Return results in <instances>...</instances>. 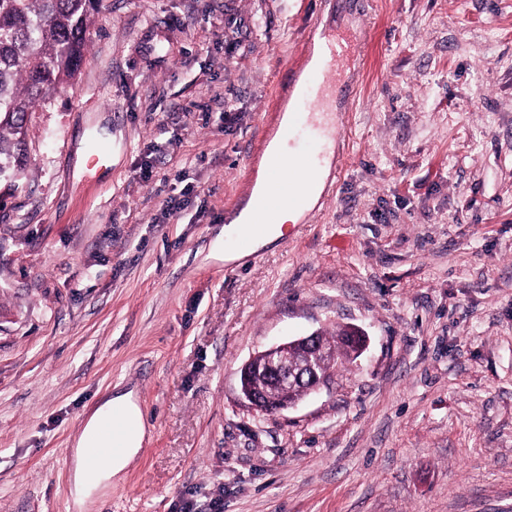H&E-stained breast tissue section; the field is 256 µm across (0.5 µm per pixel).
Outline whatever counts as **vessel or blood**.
I'll list each match as a JSON object with an SVG mask.
<instances>
[{"label": "vessel or blood", "mask_w": 512, "mask_h": 512, "mask_svg": "<svg viewBox=\"0 0 512 512\" xmlns=\"http://www.w3.org/2000/svg\"><path fill=\"white\" fill-rule=\"evenodd\" d=\"M307 61L288 68L289 97H277L276 108L262 123L259 154L271 175L265 183L247 177L244 195L261 193L262 203L250 224L235 239L237 251H249L253 237L272 223L278 207L303 208L311 181L328 160L339 157L353 89L337 85L340 65L361 56L359 36L310 28Z\"/></svg>", "instance_id": "b4317fda"}]
</instances>
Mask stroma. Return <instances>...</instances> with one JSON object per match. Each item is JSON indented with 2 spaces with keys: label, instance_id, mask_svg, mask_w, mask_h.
<instances>
[{
  "label": "stroma",
  "instance_id": "obj_1",
  "mask_svg": "<svg viewBox=\"0 0 512 512\" xmlns=\"http://www.w3.org/2000/svg\"><path fill=\"white\" fill-rule=\"evenodd\" d=\"M315 23L364 37L341 171L225 260ZM26 144L0 182V512H512V0H99ZM345 325L366 346L329 388L242 406L250 357ZM128 391L147 439L80 500L76 443Z\"/></svg>",
  "mask_w": 512,
  "mask_h": 512
}]
</instances>
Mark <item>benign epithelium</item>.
<instances>
[{
	"mask_svg": "<svg viewBox=\"0 0 512 512\" xmlns=\"http://www.w3.org/2000/svg\"><path fill=\"white\" fill-rule=\"evenodd\" d=\"M332 356L316 332L269 348L242 366V399L262 414L290 408L330 384L321 366Z\"/></svg>",
	"mask_w": 512,
	"mask_h": 512,
	"instance_id": "benign-epithelium-1",
	"label": "benign epithelium"
}]
</instances>
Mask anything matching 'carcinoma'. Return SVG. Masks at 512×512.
<instances>
[{
  "instance_id": "cac0c4a2",
  "label": "carcinoma",
  "mask_w": 512,
  "mask_h": 512,
  "mask_svg": "<svg viewBox=\"0 0 512 512\" xmlns=\"http://www.w3.org/2000/svg\"><path fill=\"white\" fill-rule=\"evenodd\" d=\"M97 0H0V179L24 173L26 124L36 104L68 84L85 55ZM334 367L354 350L341 329Z\"/></svg>"
}]
</instances>
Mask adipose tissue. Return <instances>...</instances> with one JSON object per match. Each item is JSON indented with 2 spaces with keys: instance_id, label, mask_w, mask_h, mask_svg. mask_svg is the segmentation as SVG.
I'll use <instances>...</instances> for the list:
<instances>
[{
  "instance_id": "obj_1",
  "label": "adipose tissue",
  "mask_w": 512,
  "mask_h": 512,
  "mask_svg": "<svg viewBox=\"0 0 512 512\" xmlns=\"http://www.w3.org/2000/svg\"><path fill=\"white\" fill-rule=\"evenodd\" d=\"M116 411L123 414V447L112 456L105 467L97 471H89L83 461L79 463L77 489L82 494H91L124 470L145 442L147 430L142 412L133 393L129 392L106 400L89 418L77 445L79 456H86L88 448L102 440L105 427Z\"/></svg>"
}]
</instances>
